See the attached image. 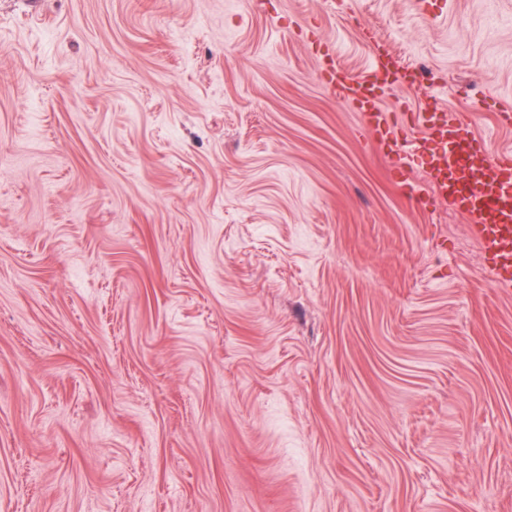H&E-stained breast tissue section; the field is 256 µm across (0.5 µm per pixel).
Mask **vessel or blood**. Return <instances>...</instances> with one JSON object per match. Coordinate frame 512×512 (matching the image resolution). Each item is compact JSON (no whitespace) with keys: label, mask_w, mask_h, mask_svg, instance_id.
<instances>
[{"label":"vessel or blood","mask_w":512,"mask_h":512,"mask_svg":"<svg viewBox=\"0 0 512 512\" xmlns=\"http://www.w3.org/2000/svg\"><path fill=\"white\" fill-rule=\"evenodd\" d=\"M397 79L391 62L380 60L362 75L333 72L330 84L358 105L368 130L387 136L395 122L375 104L373 90ZM405 118L424 128L431 145L426 169L434 196L466 217L500 286H512V157L491 158L489 141L474 137L456 112L442 113L435 123L423 112Z\"/></svg>","instance_id":"1"}]
</instances>
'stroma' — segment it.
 <instances>
[{"label": "stroma", "mask_w": 512, "mask_h": 512, "mask_svg": "<svg viewBox=\"0 0 512 512\" xmlns=\"http://www.w3.org/2000/svg\"><path fill=\"white\" fill-rule=\"evenodd\" d=\"M378 42L512 154V0H0V512H512V288L329 85Z\"/></svg>", "instance_id": "obj_1"}]
</instances>
